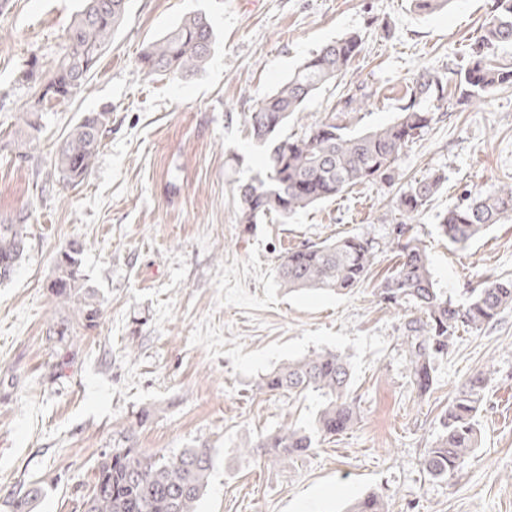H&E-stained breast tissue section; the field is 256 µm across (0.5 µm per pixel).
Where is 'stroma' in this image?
I'll list each match as a JSON object with an SVG mask.
<instances>
[{"instance_id": "1", "label": "stroma", "mask_w": 512, "mask_h": 512, "mask_svg": "<svg viewBox=\"0 0 512 512\" xmlns=\"http://www.w3.org/2000/svg\"><path fill=\"white\" fill-rule=\"evenodd\" d=\"M82 0H6L0 7V224L30 212L27 247L0 284V512L34 485L33 512H84L95 467L116 448L171 454L209 448L214 467L198 512H342L375 493L390 512H512V308L462 334L418 396L402 345L408 314L378 284L399 246L418 239L438 288L454 303L512 278V219L464 246L439 221L468 195L512 185V84L469 106L446 99L404 149L392 181L355 185L288 221H239L233 189L263 151L244 117L321 47L349 32L362 51L308 99L286 129L302 134L363 93L356 131L391 124L419 74L455 82L495 0H452L417 12L411 0H129L126 18L77 97L39 111L36 137L18 135ZM204 12L216 36L204 69L143 77L142 50L185 16ZM109 108L90 175L67 185L55 153L87 112ZM442 176L413 220L399 203L411 182ZM373 238L371 272L339 293L291 292L277 267L288 252L339 236ZM83 246L85 285L101 303L86 328L52 295L53 259ZM351 362L357 420L293 466L249 452L291 422L311 423L316 395L261 391L264 374L315 351ZM490 370L477 414L480 442L454 477L433 478L426 448L448 404ZM148 420H141L142 410Z\"/></svg>"}]
</instances>
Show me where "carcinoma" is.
I'll return each instance as SVG.
<instances>
[{
    "mask_svg": "<svg viewBox=\"0 0 512 512\" xmlns=\"http://www.w3.org/2000/svg\"><path fill=\"white\" fill-rule=\"evenodd\" d=\"M495 14L472 52L469 66L455 83L456 103L465 105L512 83V70L493 63L496 49L512 45V0H495ZM128 0H85L65 34L64 45L48 92L38 102L51 104L79 93L125 18ZM214 44L210 20L195 13L150 43L138 60L146 77H183L199 71ZM362 37L348 33L305 60L288 81L260 99L246 118L250 136L267 148L264 169L238 185L240 223L259 224L269 216L286 219L322 200L364 182L393 179L396 163L410 139L427 128L435 113L423 103L447 97L440 76L422 73L410 89L396 120L370 132L351 129L352 115L361 110L365 95L348 96L331 116L297 137L279 138L288 121L302 110L317 90L345 71L361 50ZM109 123V112H89L70 130L54 159V169L65 184H75L90 173ZM438 186L436 179L416 181L400 199L404 214H419ZM512 218V186L467 197L448 209L440 229L452 245H465L483 230ZM0 224V282L11 279L26 246V220ZM82 245L73 240L54 260L52 294L77 298L78 313L92 327L100 303L84 288L80 271ZM375 241L360 235L308 245L288 253L279 266L281 284L292 290L343 291L359 287L367 278ZM383 300L410 309L404 326L408 370L418 394H427L434 381V361L448 354L461 333H476L512 307V280L495 281L463 304H455L437 288L423 247L409 240L400 246L397 268L379 284ZM489 372L479 371L462 385L448 405L443 434L425 450L429 474L446 479L461 471L479 447L475 416L485 397ZM259 386L291 398L313 392L321 408L308 425L292 423L256 444L264 454L288 465L298 462L320 440L350 429L356 418L351 397L347 357L332 351L315 352L265 374ZM213 458L208 448H185L173 456L145 455L137 448H114L98 463L92 494L85 512H198ZM41 489L33 487L18 499L15 512H32ZM346 512H388L386 501L369 494Z\"/></svg>",
    "mask_w": 512,
    "mask_h": 512,
    "instance_id": "obj_1",
    "label": "carcinoma"
}]
</instances>
